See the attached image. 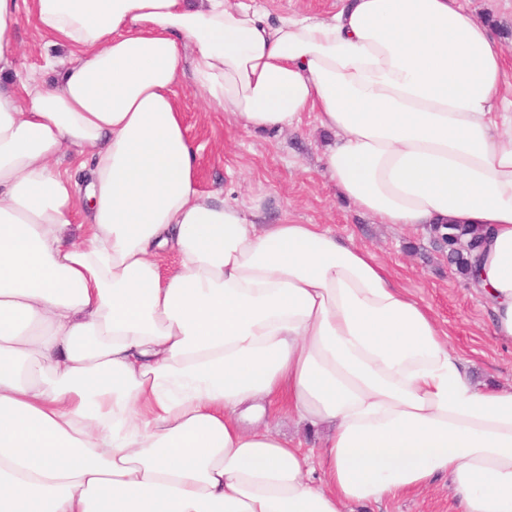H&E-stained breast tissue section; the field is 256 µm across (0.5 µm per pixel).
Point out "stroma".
I'll use <instances>...</instances> for the list:
<instances>
[{"label": "stroma", "mask_w": 512, "mask_h": 512, "mask_svg": "<svg viewBox=\"0 0 512 512\" xmlns=\"http://www.w3.org/2000/svg\"><path fill=\"white\" fill-rule=\"evenodd\" d=\"M263 19L277 24L295 15L327 17L336 0H259ZM496 32L509 54L512 73V0H463ZM15 42L16 71L4 82L14 85L37 76L51 81L47 56L67 57L62 47H45L28 17H21ZM189 135L199 145L197 177L201 189L221 192L224 200L246 208L260 206L270 219L320 224L342 238L374 251L393 281L433 316L447 334L449 346L467 362L479 383L512 384V345L490 331V310L471 285L448 265L444 251L428 230L382 224L341 200L325 176L321 151L325 135L314 113H305L300 129L248 130L234 126L216 106L204 100L188 80L177 87ZM354 512H458L446 480L422 491L380 504L355 506Z\"/></svg>", "instance_id": "35a3bbf8"}]
</instances>
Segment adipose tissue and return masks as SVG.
I'll list each match as a JSON object with an SVG mask.
<instances>
[{
	"instance_id": "ef3b65f1",
	"label": "adipose tissue",
	"mask_w": 512,
	"mask_h": 512,
	"mask_svg": "<svg viewBox=\"0 0 512 512\" xmlns=\"http://www.w3.org/2000/svg\"><path fill=\"white\" fill-rule=\"evenodd\" d=\"M23 14L70 58L0 88V512H352L441 477L458 512H512V387L474 382L369 250L201 190L176 93L191 77L252 130L315 113L341 199L384 224L483 227L470 280L512 343V76L493 30L461 0L274 26L254 0H0V77ZM274 403L329 427L321 452L257 419Z\"/></svg>"
}]
</instances>
